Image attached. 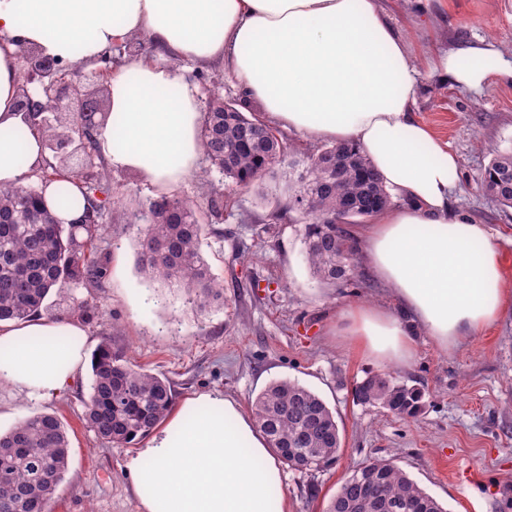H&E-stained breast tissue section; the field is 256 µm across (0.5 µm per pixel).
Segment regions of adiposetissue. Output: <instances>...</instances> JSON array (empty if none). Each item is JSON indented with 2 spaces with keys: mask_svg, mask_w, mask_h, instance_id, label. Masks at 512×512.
I'll return each instance as SVG.
<instances>
[{
  "mask_svg": "<svg viewBox=\"0 0 512 512\" xmlns=\"http://www.w3.org/2000/svg\"><path fill=\"white\" fill-rule=\"evenodd\" d=\"M200 66L221 65L264 119L315 141L354 145L407 199L354 231L364 266L397 311L353 304L339 335L376 366L409 365L414 332L442 351L492 327L512 302L490 228L454 210L459 165L412 106L416 63L378 0H0V187L24 185L44 136L18 108V56L80 64L132 39ZM455 83L512 77L478 43L439 57ZM97 147L111 168L166 188L196 171L201 113L177 71L130 55L108 82ZM88 340L76 321L0 322V385L39 402L66 392ZM141 512H288L281 462L242 405L221 392L185 401L126 459Z\"/></svg>",
  "mask_w": 512,
  "mask_h": 512,
  "instance_id": "obj_1",
  "label": "adipose tissue"
}]
</instances>
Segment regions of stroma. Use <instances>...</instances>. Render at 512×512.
I'll use <instances>...</instances> for the list:
<instances>
[{
    "instance_id": "1",
    "label": "stroma",
    "mask_w": 512,
    "mask_h": 512,
    "mask_svg": "<svg viewBox=\"0 0 512 512\" xmlns=\"http://www.w3.org/2000/svg\"><path fill=\"white\" fill-rule=\"evenodd\" d=\"M380 5L417 56L416 117L458 158L455 202L498 232L512 284V208L500 205L482 185L494 150L512 148V78L491 77L476 92L431 70L437 55L480 41L512 58V0H454L449 11L438 0H380ZM178 69L197 87L200 107L219 95L257 116L223 69L200 70L184 62ZM278 135L292 151L253 185L236 186L204 161L170 189L199 206L207 225L201 252L224 287L223 303L203 310L183 288L145 290L138 236L126 218L146 212L160 191L132 173L113 171L118 205L108 215L101 242L107 274L94 293L74 291L77 298L92 295L99 301V318L84 325L85 362L70 389L52 400L33 403L0 387L1 433L39 413L56 415L67 431L69 466L49 512H140L124 468L134 444L116 447L100 440L85 421L88 357L106 336L131 363L167 377L178 408L209 391L247 408L280 380L317 393L336 416L339 459L324 471L285 469L281 491L288 512H326L341 481L373 458L393 461L447 512H512V305L496 325L452 352L416 335L412 363L389 369L398 381L422 389L423 408L416 417L354 401L355 383L376 368L337 336L336 323L352 303L395 309L394 293L362 267L344 286L312 274L303 243L307 219L289 207L286 172L316 145L283 129ZM217 193L224 205L213 214L208 200ZM465 466L472 468V479H460Z\"/></svg>"
}]
</instances>
